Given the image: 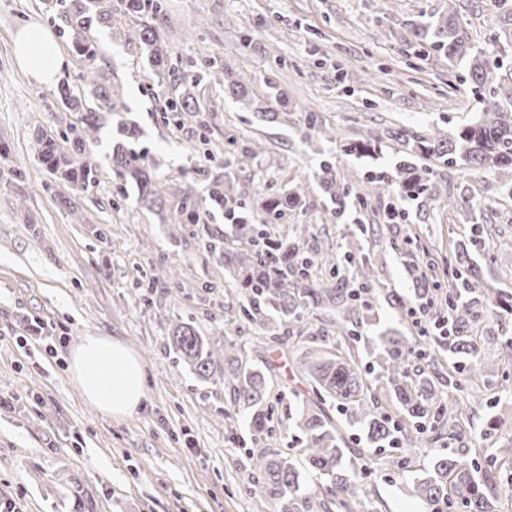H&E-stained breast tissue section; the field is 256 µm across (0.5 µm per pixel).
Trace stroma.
<instances>
[{
    "mask_svg": "<svg viewBox=\"0 0 512 512\" xmlns=\"http://www.w3.org/2000/svg\"><path fill=\"white\" fill-rule=\"evenodd\" d=\"M163 3L167 49L179 72H194L201 43L249 93L244 103L202 86L208 133L170 123L156 77L121 29H95L92 58L79 55L66 37L57 39L65 57L60 79L75 83L95 68L101 83L122 87L128 116L141 131L137 146L156 162L157 175L203 195L228 143L262 146L236 185H249L257 203L303 178L301 203L284 221L312 225V248H336L354 225H379L367 251L375 262L374 286L408 304L435 285L434 276L409 273L425 264L413 235L447 255L461 238L464 219L441 201L477 186L478 207L490 226L471 259L484 280L512 292V267L492 262L498 248L512 247V199L496 193L490 176L439 164L428 191L404 201L390 183L398 157L393 130L426 136L467 122L478 107L472 85L449 82L446 58L418 55L410 23L453 5L482 42L497 19L481 0ZM57 9L56 0H0V149L8 153L0 161V504L15 512H275V503L248 478L247 422L239 415L225 418L233 402L223 382L199 380L170 346L168 322L180 318L193 322L209 339L214 360L223 361L224 321L239 309L238 296L223 286V264L207 252L193 225L160 223L138 204L135 186L116 181L105 160L120 138L112 121L100 132L97 180L81 194L53 179L34 151L38 131L62 137L69 126L52 87L35 84L18 67L13 37L30 22L57 30ZM244 32L250 36L245 44ZM271 81L292 102L288 119L276 123L259 121L252 110L265 101ZM367 135L380 141L381 153L347 151L349 140ZM326 154L355 187L382 178L389 182L386 192L349 198L344 218H334L314 177ZM13 165L24 171L23 181L10 178ZM67 198L75 209L65 208ZM394 205L402 211L395 220L389 217ZM161 265L181 273L183 289L164 278L147 288ZM208 281L216 283L215 293L203 291ZM92 334L122 340L144 364L146 402L130 419L98 413L69 374L71 351ZM255 334L242 325L245 361L273 360L276 393H308L290 350L254 346ZM460 397L475 406L470 426L456 439L410 449L412 470L437 453L458 455L512 439V395L502 392L499 377L476 382ZM345 438L372 500L387 512H431L407 495L400 477L380 467L382 451L368 447L359 430H347Z\"/></svg>",
    "mask_w": 512,
    "mask_h": 512,
    "instance_id": "35a3bbf8",
    "label": "stroma"
}]
</instances>
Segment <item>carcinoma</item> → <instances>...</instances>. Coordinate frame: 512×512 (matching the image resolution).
Here are the masks:
<instances>
[{
    "mask_svg": "<svg viewBox=\"0 0 512 512\" xmlns=\"http://www.w3.org/2000/svg\"><path fill=\"white\" fill-rule=\"evenodd\" d=\"M165 14L162 0H60V31L71 38L76 49L93 57L92 25L108 28L131 24L129 30L145 53L153 74L162 79L171 75L164 33L154 21ZM412 34L423 52L434 51L448 58V73L474 85L483 102L482 112L472 123L450 134L438 131L432 137H419L407 129L393 133L403 147L404 156L396 163L394 179L399 189L410 193L425 190L426 170L418 168L413 156H427L446 166L465 165L476 171L495 174L497 191L512 197V33L495 30L488 52L471 42L467 28L459 22L453 6L448 13L421 15L412 23ZM197 71L182 77V90L164 95L165 111L173 121H189L200 129L208 128L204 113L190 88L207 79L228 86L237 96H247L245 89L224 71L221 61L202 46L197 47ZM99 73L90 69L80 76V84L62 82L56 91L66 111L75 114L73 136L59 141L46 133L37 134L35 146L40 162L56 178L82 191L95 181L98 166L95 145L106 116H115L128 144H117L110 157L116 179L138 187V203L154 212L164 224H208L206 211L191 187L165 186L155 174L156 164L136 147L137 126L116 111L115 100L122 89L99 84ZM288 94L272 88L264 108L258 110L264 121L288 118ZM257 155L253 148L229 153L224 168H245ZM319 186L336 203L341 214L351 194L352 180L323 161L316 173ZM304 184L297 181L292 191L269 196L257 213L245 203L248 192L233 191L224 175H213L208 197L213 207L232 215V230L222 239L204 241L207 251L224 261V270L233 280L241 298L239 319L255 328L261 342L270 340L283 345L293 333L291 326L301 323L297 346L292 348L296 371L308 381L312 395L294 407L287 417L275 415L280 400L273 392L270 365L246 369L236 356L237 341L231 338L235 321L224 322V387L233 395L234 406L250 419L252 478L258 488L277 505V512H381L366 499L351 470L345 441L337 423L360 429L366 442L376 448L400 449L413 446L408 433L429 421L440 436L453 437L472 419L473 410L449 402L443 388L448 382L460 391L481 378L512 370V340L499 344L495 359L487 360L476 345L478 323L472 312L478 293L485 300L512 313V300L489 286L470 267L466 245L456 243L446 259L452 277L448 279L445 301L438 313L450 310L446 350L470 365H458L447 376L433 371L410 370L408 337L397 329H387L376 336L361 337L358 328L372 310L374 263L367 259L354 263L347 253L348 267L339 265L333 252H308L303 246L310 235L309 225L297 224L282 229L274 224L286 211L300 203ZM475 194L448 195L445 208L450 211L472 208ZM327 317L339 325L345 343L337 344L329 330L318 325ZM172 347L179 358L201 380L216 376L213 351L207 337L191 324L174 319L169 322ZM365 355L375 357L379 372L362 367ZM386 397L395 414L382 407ZM289 422L302 437L297 454L275 449L276 429ZM471 460L438 454L430 465L409 482L412 496L429 506L447 508L448 512H500L499 501L512 495V469L498 468V462L512 463V440L488 450L476 448ZM407 455H386L380 465L390 472L409 467Z\"/></svg>",
    "mask_w": 512,
    "mask_h": 512,
    "instance_id": "carcinoma-1",
    "label": "carcinoma"
}]
</instances>
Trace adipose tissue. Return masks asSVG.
Masks as SVG:
<instances>
[{"instance_id": "ef3b65f1", "label": "adipose tissue", "mask_w": 512, "mask_h": 512, "mask_svg": "<svg viewBox=\"0 0 512 512\" xmlns=\"http://www.w3.org/2000/svg\"><path fill=\"white\" fill-rule=\"evenodd\" d=\"M14 55L23 72L48 86L56 81L64 62L52 32L36 23L18 31ZM69 371L84 400L112 419L132 417L146 399L142 362L112 337H86L71 352Z\"/></svg>"}]
</instances>
